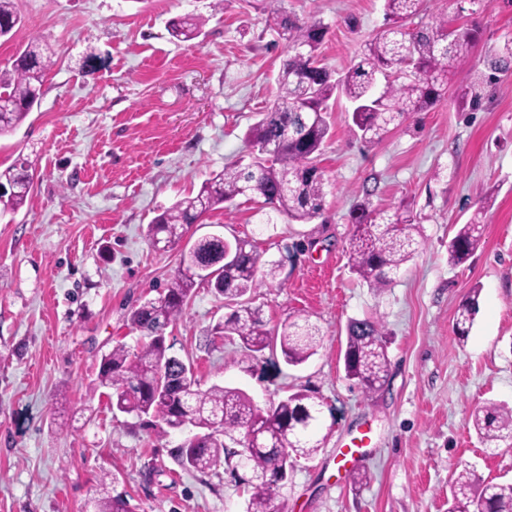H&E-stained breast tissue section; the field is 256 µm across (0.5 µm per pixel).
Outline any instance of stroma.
I'll return each instance as SVG.
<instances>
[{"mask_svg":"<svg viewBox=\"0 0 512 512\" xmlns=\"http://www.w3.org/2000/svg\"><path fill=\"white\" fill-rule=\"evenodd\" d=\"M15 2L23 24L0 39V72L35 35L53 65L39 104L0 139L1 170L22 158L34 172L26 204L0 215V512H95L117 493L136 512H244L248 485L184 470L170 454L182 432L113 413L95 384L102 354L139 341L129 311L211 234L256 240L255 301L269 329L302 315L323 334L301 366L278 354L251 358L235 341H212L225 308L204 288L165 332L202 388L237 387L261 407L307 390L332 407L319 451L292 463L282 512H448L460 464L484 481L512 480V446L489 451L466 424L485 402L512 407V74L485 85L478 110L457 100L512 36V0H491L480 14L483 38L438 105L379 145L356 140L346 100L332 101L321 218L281 216L264 229L256 203L240 197L164 251L147 241V225L247 156L244 133L274 98L286 49L266 0H225L220 11L214 0ZM284 7L328 24L321 58L339 74L384 24L381 0ZM185 16L199 23L188 42L168 31ZM365 200L386 210L408 204L420 222L421 250L382 293L350 270L351 212ZM476 214L483 241L451 265L455 227ZM475 285L479 312L462 342L454 315ZM372 314L386 326L390 371L368 398L346 378L343 353L349 320ZM366 430L371 445L344 462ZM355 472L367 484L354 485Z\"/></svg>","mask_w":512,"mask_h":512,"instance_id":"35a3bbf8","label":"stroma"}]
</instances>
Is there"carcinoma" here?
Listing matches in <instances>:
<instances>
[{
	"label": "carcinoma",
	"instance_id": "carcinoma-1",
	"mask_svg": "<svg viewBox=\"0 0 512 512\" xmlns=\"http://www.w3.org/2000/svg\"><path fill=\"white\" fill-rule=\"evenodd\" d=\"M267 2L288 54L277 77V94L267 109L284 134L267 155L264 150L273 140L272 123L263 116L252 124L245 133L252 160L225 165L196 195L178 200L155 216L147 225L153 246L158 242L167 248L175 245L199 216L239 196L291 222L308 224L320 217L326 191L318 158L332 135L329 100L336 96L351 103L353 136L364 146L374 147L390 127L440 102L448 80L471 62L483 35L481 23L474 19L448 33L447 18L422 16L424 0H382L385 28L364 44L360 61L338 76L319 59L328 26L315 17L304 20L288 14L283 0ZM21 24L14 0H0V38L12 37ZM197 30L195 19L186 17L172 24L171 35L189 41ZM38 40L31 37L18 52L12 70L0 74V100L9 107L0 112V136L14 132L43 94L44 77L53 61L40 53ZM487 69L489 74H480L459 90L460 99L474 108L481 100L480 84L493 81L498 73L512 72L511 37L490 56ZM32 181L23 161L0 171V210H20ZM352 221V272L382 292L420 246L416 217L407 205L389 213L367 200L353 209ZM481 237L478 218L461 225L448 242L449 262H467ZM230 249L234 256L226 261L224 255ZM259 263L254 241L247 238L230 242L209 235L195 241L182 254L158 297L130 310L128 320L141 333L140 344L133 351L118 344L103 355L97 380L99 386L111 390L112 409L139 420L150 415L173 431L195 430L171 449L182 467L215 475L222 465L244 467L250 472L247 484L251 487L245 512H277L290 460L309 458L320 448L324 403L301 390L261 408L240 388L213 385L203 389L191 365L172 352L173 345L165 337L166 328L185 313L195 288L204 286L230 309L211 327V333L237 337L240 348L253 358L278 348L287 365L306 363L318 351L320 330L307 318L289 322L279 333L266 328L262 308L251 297L261 285ZM480 292L477 286L471 288L456 311L454 330L462 342L474 325ZM343 360L345 377L365 396L383 390L390 360L381 318L349 321ZM468 424L487 448L512 442V408L486 403L470 414ZM250 437L262 447L250 448L242 456L238 450ZM451 496L448 512H512V481L485 482L469 468L456 473ZM96 512H134V507L117 494L99 500Z\"/></svg>",
	"mask_w": 512,
	"mask_h": 512
}]
</instances>
